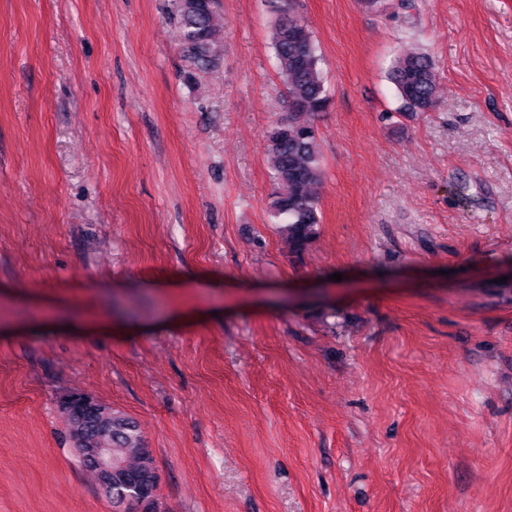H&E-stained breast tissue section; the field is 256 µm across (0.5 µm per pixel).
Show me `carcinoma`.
<instances>
[{"instance_id":"obj_1","label":"carcinoma","mask_w":512,"mask_h":512,"mask_svg":"<svg viewBox=\"0 0 512 512\" xmlns=\"http://www.w3.org/2000/svg\"><path fill=\"white\" fill-rule=\"evenodd\" d=\"M296 0H270L274 14L270 41L279 74L286 89L288 119L268 132L265 150L271 160L274 190L269 212L279 233L288 242L289 258L303 261L319 235V203L311 187L322 180L324 160L315 120L326 111L329 95L321 70L319 45L308 25L296 14ZM178 24L185 58L197 70L206 71L217 56L213 0H179ZM390 79L408 114L430 112L436 105L434 64L425 53L398 58ZM70 425L74 448H111L129 479L147 487L143 508L157 512V486L152 484L154 459L139 424L100 404L96 411L76 415L61 407Z\"/></svg>"}]
</instances>
